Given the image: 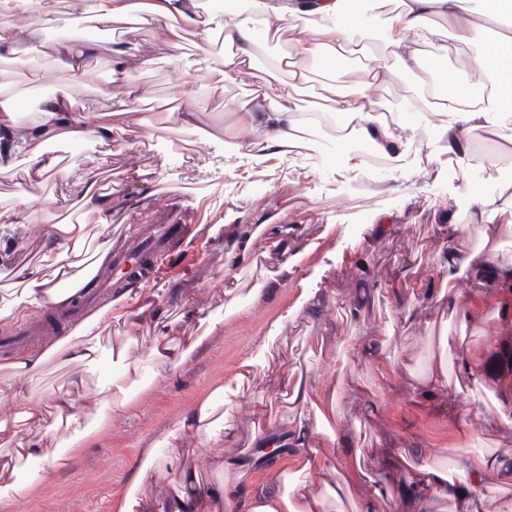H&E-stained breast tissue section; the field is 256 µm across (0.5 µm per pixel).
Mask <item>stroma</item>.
I'll list each match as a JSON object with an SVG mask.
<instances>
[{"label": "stroma", "mask_w": 512, "mask_h": 512, "mask_svg": "<svg viewBox=\"0 0 512 512\" xmlns=\"http://www.w3.org/2000/svg\"><path fill=\"white\" fill-rule=\"evenodd\" d=\"M363 31L356 41L365 57L396 70L391 83L374 88L372 95L387 117L405 112L417 136L395 158L376 165L364 162L365 150L351 133L350 119L326 114L324 122L308 118L321 104L325 86L317 62L302 53L306 31H291L271 38L258 52L256 65L271 68L283 55L294 56L311 80L299 95L297 118L301 140L287 155L268 158L236 149L231 136L239 124L226 103L251 96V89L218 84L212 73L195 72L187 91L197 115L196 128L185 132L171 124L169 105L176 75L158 62L131 71L128 80L144 93L142 107L159 134L114 130L110 146L89 141L78 150L60 146V153L78 169L96 168L105 189L115 195L131 191L145 194L144 204L113 209L109 221L113 240L132 236L141 224H187L190 232L178 239L170 253L158 260L153 273L127 293L128 306L136 303L164 305L177 318L182 301L173 287L193 289V299L204 315L223 317L221 330L170 378L134 387L130 414L98 432L72 455L67 469L55 475L22 503L0 501V512H114L115 501L130 489L132 471L149 448L162 443L181 414L208 397L219 386L234 388L225 411L235 421L239 440L235 455H250L254 428L269 431L268 423L254 425L251 405L270 397L291 375H316L329 383H354L365 396L379 401L374 416L347 413L344 425L360 442L382 440L390 445L412 440L433 449L449 470L462 461L458 448L457 418L466 412L463 396L449 392L423 406L412 405L405 380L386 381L370 365L340 350L342 336H367L382 343L395 356L398 369L424 372L439 354V327L413 325L393 331L398 314L389 297L393 290L437 281L432 261L444 246V224H468L472 211L470 185L486 186L487 197H497L512 186V114L496 116L495 131L482 128L466 135L468 151L448 153L438 133L439 118L410 98L411 75L388 50L394 32L384 23L375 0H367ZM66 22L45 30L46 48L18 46L9 59L0 60V81L18 87L28 84L31 69L45 75L44 96L67 92L83 102L111 76L113 42L150 48L151 27L129 31L113 24L111 31L95 36V52L86 60L89 77L71 84L59 71L49 44L76 38ZM25 189L37 197L38 219L29 228H0V268L35 260L41 253L44 232L58 215L52 204L54 182L28 183L22 168L0 173V194ZM393 215L387 230L379 216ZM295 224L299 233L288 244L299 251L298 271L270 289L267 301L256 310L225 315L224 251L239 224L267 221ZM359 288L377 290L362 320L346 318L344 303ZM321 300L320 318L307 316L302 307L308 295ZM487 304L478 319L467 326L452 324L465 338L462 359L448 363L450 378L461 374L468 361L482 380L485 413L477 432L479 449L512 453V427L498 416L495 406L504 396L497 379L501 342L512 336V281L495 282L486 291ZM278 364L275 374L256 372L248 388L237 389L236 376L243 362Z\"/></svg>", "instance_id": "35a3bbf8"}]
</instances>
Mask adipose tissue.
Returning <instances> with one entry per match:
<instances>
[{
    "mask_svg": "<svg viewBox=\"0 0 512 512\" xmlns=\"http://www.w3.org/2000/svg\"><path fill=\"white\" fill-rule=\"evenodd\" d=\"M76 16L92 14L101 28L113 23L153 27L157 46L166 63L190 80L191 68L181 52L185 37L196 46L210 44L214 35L224 42L225 81L240 86H262L268 77L255 64L256 33L275 36L308 25L312 28L309 50L313 55L344 59L352 36L360 28L363 0H240L238 9L220 28H213L210 17L200 11L198 0H71ZM38 13L40 26L28 23L29 13ZM0 14L8 21L0 27V54L13 53L21 44L39 45L43 27L57 20L55 0H0ZM385 21L397 29L391 53L405 71H430L435 60L441 27L472 45L471 70L480 72L491 85L488 93L474 88L447 95L435 94L429 111L440 115L439 135L449 152L464 151V128L486 126L495 113L512 112V37L486 43L484 27L465 13L461 0H397ZM148 51L112 50L111 86L98 89L80 112H72L70 99L50 97L43 102V117L32 126L16 121L12 106L0 104V170L23 162L28 179L55 178L60 192L56 199L61 211L85 208L101 215L94 226L64 219L45 232L51 245L34 262L20 264L7 272L11 301L0 304V320L18 312L66 303L102 265L112 248V226L107 217L115 204L111 195L99 187L100 173L91 169L73 174L52 154L55 142H82L95 138L106 144L112 140L111 118H119L123 128L140 131L151 128L141 109L142 94L137 86L125 83L126 74L155 63ZM283 78L275 95L254 96L234 101L247 137L237 149L263 155H280L298 139L300 128L295 114L297 95L309 82L304 67L284 58ZM349 86L327 90L332 111L355 119L359 139L377 151L394 156L410 131L408 125L389 120L371 97V88L391 81L392 70L372 60L363 67L347 71ZM472 224L479 239L471 245L465 228L448 227V247L437 252L433 262L440 271L438 288H413L409 293L393 292L402 327L412 323H435L449 317L459 321L474 318L484 296L476 289L462 290L460 274L473 268L478 275L512 279V254L501 251L503 239L512 237V194L490 199H473ZM252 225L242 224L230 243L224 246V294L229 304H239V273L256 264ZM112 320L111 307L76 325L72 333L44 350H29L0 364V402H12L13 418L0 420V445L9 447L8 457L0 459V495L13 502L24 500L33 484L45 483L63 467V456L47 448L46 440L61 427L72 433L68 446L82 447L95 426L124 417L131 399L127 395L87 394L82 390L84 372L109 366L114 377L128 379L142 372L169 378L203 346L205 336H183L171 322L156 319L154 334L147 340L128 337L114 347L110 360H103L99 340L101 329ZM462 337L443 332L442 360L425 373L411 375L408 397L412 402L429 399L451 385L447 356L459 353ZM139 345L140 359L131 360L132 345ZM72 367L71 387L50 392L46 403L34 401L27 383L39 374L50 359ZM313 377H298L290 382L287 408L280 416L278 431L264 442L276 449L292 446V464L297 481L283 488L279 477L265 474V487L244 496L239 483L248 475L243 459L190 447V438H206L212 443H236L238 432L232 423L214 429L211 418L222 405V398L209 399L185 413L164 437L166 453L149 452L132 473L131 489L117 505L118 512H338L346 502L353 512H376L378 502L395 499L396 512H433L436 500L448 499L452 512H512V454L482 452L471 456L478 439L476 422L459 425L464 463L459 477H451L448 467L427 448L401 443L397 461H384L377 476L366 473L362 462L368 451L351 447L343 426L346 410L355 408L375 415L378 405L353 386L340 385L319 394ZM410 462L409 473H401L398 462ZM219 473L215 482L202 478L204 471Z\"/></svg>",
    "mask_w": 512,
    "mask_h": 512,
    "instance_id": "obj_1",
    "label": "adipose tissue"
}]
</instances>
